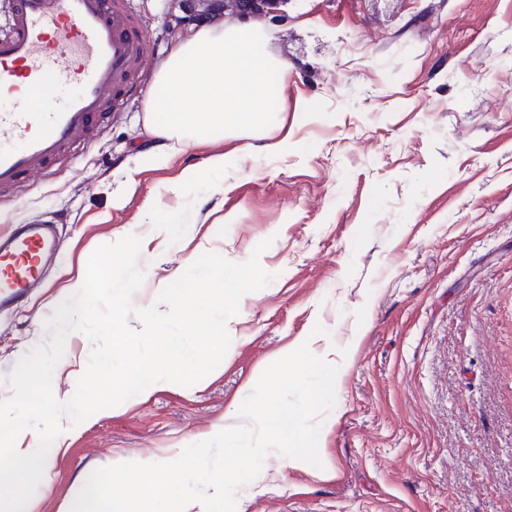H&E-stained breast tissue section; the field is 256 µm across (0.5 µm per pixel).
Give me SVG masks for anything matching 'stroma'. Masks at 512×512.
Masks as SVG:
<instances>
[{"label":"stroma","mask_w":512,"mask_h":512,"mask_svg":"<svg viewBox=\"0 0 512 512\" xmlns=\"http://www.w3.org/2000/svg\"><path fill=\"white\" fill-rule=\"evenodd\" d=\"M132 5L153 74L199 26L228 23L177 26L180 0ZM261 21L288 64L271 81L279 153L258 134L202 135L156 156L148 123L164 115L140 93L76 158L0 198V229L51 221L61 239L44 288L0 315V400L101 245L141 237L140 308L206 252L261 249L272 276L200 382L63 418L34 512H60L98 468L169 462L237 424L264 370L304 344L339 374L322 464L271 451L236 512H512V0H285ZM218 153L230 166L205 171ZM91 350L66 337L57 400Z\"/></svg>","instance_id":"obj_1"}]
</instances>
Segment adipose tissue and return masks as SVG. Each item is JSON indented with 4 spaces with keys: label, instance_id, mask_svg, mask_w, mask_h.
Segmentation results:
<instances>
[{
    "label": "adipose tissue",
    "instance_id": "ef3b65f1",
    "mask_svg": "<svg viewBox=\"0 0 512 512\" xmlns=\"http://www.w3.org/2000/svg\"><path fill=\"white\" fill-rule=\"evenodd\" d=\"M265 40L262 25L249 20L199 28L179 45L160 66L146 103L147 111L166 116L155 136L178 141L202 130L224 137L266 131L270 78L287 74L288 66L268 54ZM7 434L12 445L0 468V490L7 493L9 512H21L31 476L47 474L52 451L34 433L11 427Z\"/></svg>",
    "mask_w": 512,
    "mask_h": 512
}]
</instances>
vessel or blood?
Wrapping results in <instances>:
<instances>
[{
  "label": "vessel or blood",
  "instance_id": "b4317fda",
  "mask_svg": "<svg viewBox=\"0 0 512 512\" xmlns=\"http://www.w3.org/2000/svg\"><path fill=\"white\" fill-rule=\"evenodd\" d=\"M0 27V190L44 177L138 88L147 44L130 0H6ZM52 225L0 236V311L18 306L56 257Z\"/></svg>",
  "mask_w": 512,
  "mask_h": 512
}]
</instances>
